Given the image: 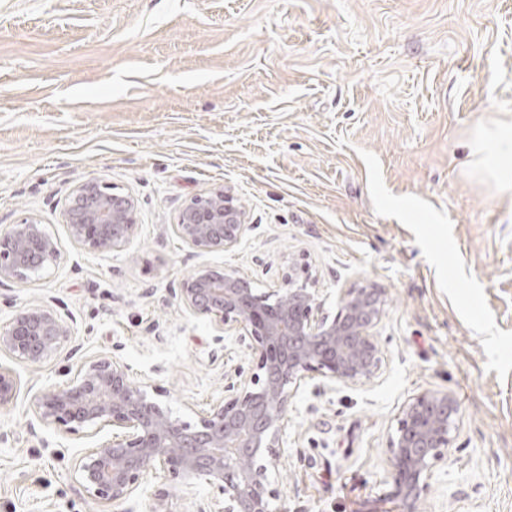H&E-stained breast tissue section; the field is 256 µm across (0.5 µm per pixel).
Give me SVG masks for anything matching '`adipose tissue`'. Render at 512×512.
Instances as JSON below:
<instances>
[{
  "instance_id": "ef3b65f1",
  "label": "adipose tissue",
  "mask_w": 512,
  "mask_h": 512,
  "mask_svg": "<svg viewBox=\"0 0 512 512\" xmlns=\"http://www.w3.org/2000/svg\"><path fill=\"white\" fill-rule=\"evenodd\" d=\"M470 153L477 172L501 189L512 190V121L478 125L470 140Z\"/></svg>"
}]
</instances>
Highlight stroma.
Wrapping results in <instances>:
<instances>
[{
  "label": "stroma",
  "mask_w": 512,
  "mask_h": 512,
  "mask_svg": "<svg viewBox=\"0 0 512 512\" xmlns=\"http://www.w3.org/2000/svg\"><path fill=\"white\" fill-rule=\"evenodd\" d=\"M481 119L512 121V0H0V232L40 219L56 265L0 283V323L52 300L79 350L37 363L0 351L17 379L0 407V512H198L148 478L96 504L76 461L111 428L39 421L36 400L82 361L110 356L194 422L224 373L254 372L234 337L175 292L199 266L260 290L306 265L335 314L341 291H386L366 383L312 376L295 390L272 512H408L388 441L425 392L459 407L452 448L420 512H512V191L468 172ZM93 180L131 195L137 234L94 253L64 210ZM231 190L253 229L189 248L173 230L191 198Z\"/></svg>",
  "instance_id": "1"
}]
</instances>
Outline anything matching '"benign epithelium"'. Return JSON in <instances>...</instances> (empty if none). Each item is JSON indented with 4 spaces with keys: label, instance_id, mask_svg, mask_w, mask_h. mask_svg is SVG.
<instances>
[{
    "label": "benign epithelium",
    "instance_id": "1",
    "mask_svg": "<svg viewBox=\"0 0 512 512\" xmlns=\"http://www.w3.org/2000/svg\"><path fill=\"white\" fill-rule=\"evenodd\" d=\"M64 219L71 239L94 253L123 249L137 231L133 198L97 181L73 190ZM251 229L234 195L222 189L191 199L174 225L179 238L200 252L231 249ZM60 256V242L37 218L25 217L0 235V280L27 281ZM176 297L222 332H237L256 372L248 378L239 368L225 372L227 398L191 424L154 398L128 366L100 356L85 361L65 385L38 397L39 419L74 433L86 426L112 427V439L75 464L90 500L123 503L144 478L162 471L188 493L199 485L212 488L208 512H269L276 494L268 471L280 463L290 387L314 373L351 385L374 377L381 349L373 329L385 291L374 284L348 289L329 317L308 278H298L291 267L279 287L260 292L237 272L204 264L181 282ZM74 324V316L52 300L31 305L0 324V351L37 363L72 340ZM16 392L13 371L0 366V406L11 403ZM458 416L447 393H422L404 407L388 450L396 492L409 512H415L432 468L451 447Z\"/></svg>",
    "mask_w": 512,
    "mask_h": 512
}]
</instances>
